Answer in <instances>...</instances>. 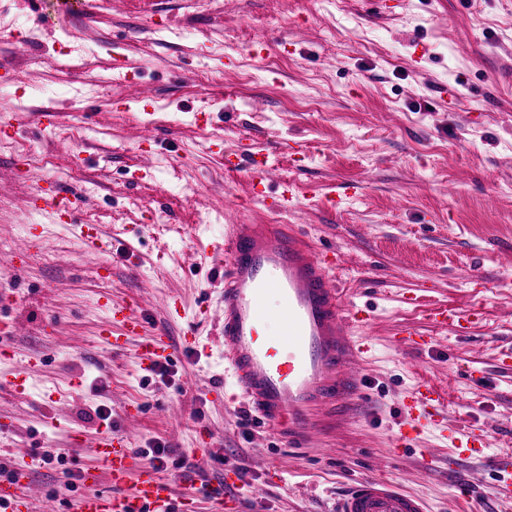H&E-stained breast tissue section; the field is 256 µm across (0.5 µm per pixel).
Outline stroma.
I'll list each match as a JSON object with an SVG mask.
<instances>
[{"label":"stroma","mask_w":512,"mask_h":512,"mask_svg":"<svg viewBox=\"0 0 512 512\" xmlns=\"http://www.w3.org/2000/svg\"><path fill=\"white\" fill-rule=\"evenodd\" d=\"M52 2L0 0V58L16 73L0 91L18 129L0 139V175L28 193L78 188L88 202L60 224L0 189V246L13 257L0 265V322L18 328L0 338V459L51 451L33 480L65 490L96 463L103 406L134 447L172 448L164 473L178 493L223 482L228 461L243 485L264 486L241 512H336L369 478L427 512H512L500 493L512 474V369L501 364L512 352V0H95L74 16ZM46 110L59 119L43 128ZM211 131L225 151L271 152L267 193L300 186L285 222L336 248L335 287L371 315L356 330L373 342L361 395L309 448L288 446L224 383V227L273 212L208 149ZM347 186L353 195L329 207ZM82 223L111 248L86 250ZM131 303L143 327L110 350L106 335L125 334L110 307ZM475 304L466 333L430 319ZM407 328L431 344L397 345ZM159 332L176 349L166 376L139 359ZM424 382L442 392L445 419L398 441ZM141 402L142 419L124 424L122 406ZM478 428L484 458L458 454L454 437Z\"/></svg>","instance_id":"35a3bbf8"}]
</instances>
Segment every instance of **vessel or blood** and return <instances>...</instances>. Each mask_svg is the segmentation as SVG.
Masks as SVG:
<instances>
[{
    "mask_svg": "<svg viewBox=\"0 0 512 512\" xmlns=\"http://www.w3.org/2000/svg\"><path fill=\"white\" fill-rule=\"evenodd\" d=\"M79 203L71 191L32 201L61 219ZM334 253L276 221L225 227L224 360L263 422L298 448L309 445L331 409L357 394L352 366L370 349L352 333L359 310L345 308L330 285ZM440 407L438 391L416 387L400 439ZM93 453L99 465L81 473L73 512H192L193 499L177 494L173 481L139 456L127 433L99 432ZM33 466L30 451L13 452L9 475L0 477V512H60V494H34ZM104 480L109 490H100ZM338 512L425 510L419 498L365 480L340 500Z\"/></svg>",
    "mask_w": 512,
    "mask_h": 512,
    "instance_id": "b4317fda",
    "label": "vessel or blood"
}]
</instances>
